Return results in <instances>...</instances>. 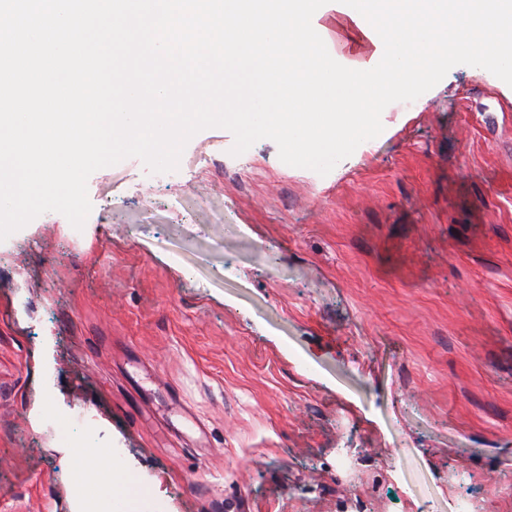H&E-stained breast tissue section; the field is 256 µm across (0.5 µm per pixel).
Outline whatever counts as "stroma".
<instances>
[{
  "mask_svg": "<svg viewBox=\"0 0 512 512\" xmlns=\"http://www.w3.org/2000/svg\"><path fill=\"white\" fill-rule=\"evenodd\" d=\"M381 121L325 176L209 128L175 186L130 157L83 229L0 242V512H128L69 479L81 412L162 512H512V86L458 65Z\"/></svg>",
  "mask_w": 512,
  "mask_h": 512,
  "instance_id": "35a3bbf8",
  "label": "stroma"
}]
</instances>
